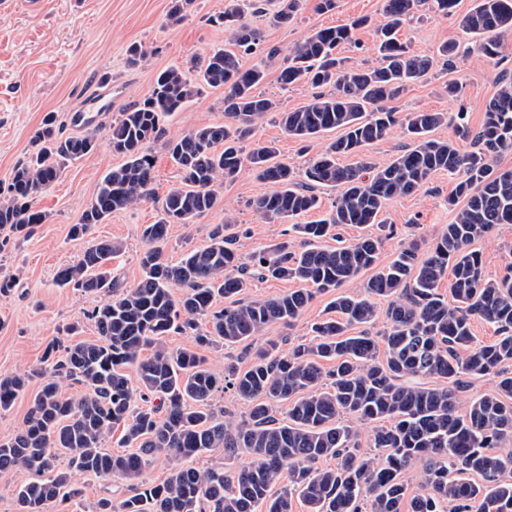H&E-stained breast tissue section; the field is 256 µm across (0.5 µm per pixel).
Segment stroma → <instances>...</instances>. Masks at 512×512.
<instances>
[{
  "label": "stroma",
  "mask_w": 512,
  "mask_h": 512,
  "mask_svg": "<svg viewBox=\"0 0 512 512\" xmlns=\"http://www.w3.org/2000/svg\"><path fill=\"white\" fill-rule=\"evenodd\" d=\"M245 20L258 28L263 41L256 53L244 56V66L264 65L267 76L258 91L278 105L257 126L252 143H275L280 161L288 163L296 174H303L309 160L339 137V130L299 141L288 136L278 122V114L303 106L315 93L306 81L281 87L277 77L289 51L313 31L346 23L356 17L368 18L359 30L361 48L346 45L341 57L350 68L376 65L374 28L383 19L384 0H336L333 11L322 12L318 0L307 5L284 24L276 23L275 0H244ZM171 0H40L30 7L29 0H0V186L7 185L13 169L26 161L30 143L47 113H56L66 133H74L71 113L86 101L98 99L100 111L97 148L80 160L69 163L60 177L34 201L46 219L26 238L0 230V278L14 277L15 285L0 295V376L11 375L39 365L47 345L64 336L70 325H78V340L96 339V329L87 317L88 310L103 303L104 295L84 294L59 287L57 270L77 263L86 247L74 240L69 229L75 224L95 194L99 178L110 168L120 166L121 156L111 152L107 133L121 112L146 98L156 74L178 67L193 57H203L226 47L224 29L212 18L222 12L227 0H195L187 17L178 25L167 22ZM474 0H457L452 15L445 16L429 6H421L412 20L400 29L399 39L410 53L434 54L441 44L454 42L459 52L452 65L435 61L426 76L410 84L394 101L399 114L416 111L464 113L470 128H479L485 106L494 96L500 75L512 77V34L505 41L511 49L503 59L481 57L471 49L469 39L459 26ZM146 48L147 55L135 67L127 57L131 45ZM276 55H269V48ZM457 83L458 97H449L446 88ZM224 90L202 86L198 96L164 123V137L151 142L155 157L152 196L135 207L114 212L104 223L95 225L92 238L121 242L114 254L112 272L126 287L139 281L140 257L146 248L141 238L145 225L155 223L159 211L155 198L178 184L180 174L166 148V140L181 133L209 125L225 123ZM456 177L434 174L414 195L389 200L383 210L385 226L363 229L346 226L344 240L369 233L378 236L380 264H388L413 240L432 243L455 213L448 207V196ZM250 166H242L234 180L219 186L217 206L191 224H173L168 230L164 254L171 261L209 242L212 229L225 220H233L240 236L237 248L248 256L259 249L292 239V223L307 224L331 211L339 188H318V210L298 216L296 221L259 220L248 203L269 192ZM487 276L495 278L512 270V224L499 225L493 232L475 241ZM333 294L316 297L291 324H273L260 335L251 337V349L268 341L281 342L283 349L310 344L315 323L330 317Z\"/></svg>",
  "instance_id": "stroma-1"
}]
</instances>
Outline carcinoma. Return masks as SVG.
<instances>
[{"instance_id":"carcinoma-1","label":"carcinoma","mask_w":512,"mask_h":512,"mask_svg":"<svg viewBox=\"0 0 512 512\" xmlns=\"http://www.w3.org/2000/svg\"><path fill=\"white\" fill-rule=\"evenodd\" d=\"M277 2L279 23L305 6V0ZM422 2L385 0L384 21L376 29V67L346 68L338 57L344 45L361 46L356 33L368 23L363 17L320 28L296 46L279 83L306 80L333 91L279 113L280 125L302 141L344 130L310 160L302 183L287 163L276 161L274 145L246 149L255 126L277 104L255 93L264 70L242 64L241 57L260 45L261 34L244 21L237 0H229L214 18L224 27L228 48L159 72L148 97L112 121L109 146L125 162L99 181L70 227L74 239L149 196L154 163L148 145L158 139L165 120L199 94L198 83L224 87V114L232 124L205 126L165 143L181 180L161 199L159 220L142 231L149 248L136 286L125 288L112 275L109 261L119 245L110 240L91 242L77 264L57 272L59 286L102 293L109 300L88 314L97 339L64 348L54 342L45 351L44 366L0 377L1 411L12 407L32 379H40L20 428L0 442V477L19 470L32 475L17 493L18 512H44L56 500L81 501L75 471L131 481L130 495L117 503L104 497L94 512H293L295 496L309 512H512V448L502 446L512 439V272L487 278L481 254L471 249L498 225L512 224V169L492 165L495 156L512 149V78L497 79L498 92L477 131L457 126L460 136L472 139L474 151L463 153L450 141L430 137L448 123L446 112L399 118L387 104L434 65L431 57L411 54L397 37ZM193 3L171 0L169 24L181 23ZM460 27L477 39L481 56H500L501 36L512 31V0H476ZM189 71L198 81L188 79ZM398 124L410 145L387 163L367 156L365 148ZM97 139L98 130L91 128L64 136L56 117L46 116L32 153L0 191V228L30 236L45 221V214L32 207L34 198L68 163L94 151ZM346 156L356 162L341 164ZM246 162L274 186L249 202L264 220L317 209L320 186L343 190L327 217L293 225L297 245L282 241L245 262L236 247L235 225L228 222L214 228L209 244L176 264L166 261L162 245L169 225L190 224L212 210L219 201L216 186L234 179ZM437 172L462 175L448 195L451 207L464 201L455 221L426 248L410 242L364 284V292L340 291L377 265L380 241L365 235L333 248L321 241L334 237L340 226L384 224L380 217L388 200L415 193ZM448 273L450 301L438 292ZM256 277L292 280L300 287L214 308L216 298L241 294ZM175 288L184 289L178 298ZM331 291L338 317L314 325L315 344L283 351L271 342L248 353L247 366L225 365L222 376L198 352L162 343L177 330L195 336L203 349L236 345L271 324L291 323L316 294ZM380 296L389 298L382 358L372 337L348 335L351 326L375 318L374 298ZM202 316L208 326L201 332ZM475 318L496 327L494 342L475 343ZM146 349L150 354L144 357ZM61 350L64 354L57 355ZM325 361L333 366L324 367ZM130 366L138 376L136 394L126 376ZM432 375L448 379V386L411 383ZM464 375L496 377V392L462 404ZM66 386L76 391L67 394ZM221 388L246 406L244 419L215 416L210 400ZM274 402L288 403V421L272 415ZM345 415L375 424L370 444L382 458L360 452V433L342 423ZM119 427L121 444L137 451L118 454L105 447ZM221 448L248 462L236 470L178 467L161 484L139 481L151 458L162 452L180 460ZM63 454L69 456L65 471L58 469ZM328 457L336 459L335 467L317 466ZM411 469L419 470L421 481L409 497L403 475Z\"/></svg>"}]
</instances>
